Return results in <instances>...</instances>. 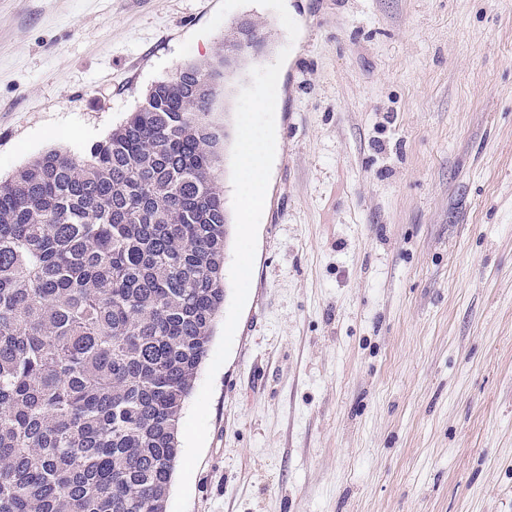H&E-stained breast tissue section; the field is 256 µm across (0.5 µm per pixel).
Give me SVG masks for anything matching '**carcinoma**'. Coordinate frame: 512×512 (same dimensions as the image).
<instances>
[{
  "label": "carcinoma",
  "instance_id": "1",
  "mask_svg": "<svg viewBox=\"0 0 512 512\" xmlns=\"http://www.w3.org/2000/svg\"><path fill=\"white\" fill-rule=\"evenodd\" d=\"M244 26L106 139L0 179V512H167L224 306L222 137L205 116L266 44Z\"/></svg>",
  "mask_w": 512,
  "mask_h": 512
}]
</instances>
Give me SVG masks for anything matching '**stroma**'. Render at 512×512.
Listing matches in <instances>:
<instances>
[{
  "label": "stroma",
  "instance_id": "stroma-1",
  "mask_svg": "<svg viewBox=\"0 0 512 512\" xmlns=\"http://www.w3.org/2000/svg\"><path fill=\"white\" fill-rule=\"evenodd\" d=\"M0 0V178L105 139L237 22L288 50L249 294L187 512H512V0ZM190 42L187 58L178 47Z\"/></svg>",
  "mask_w": 512,
  "mask_h": 512
}]
</instances>
